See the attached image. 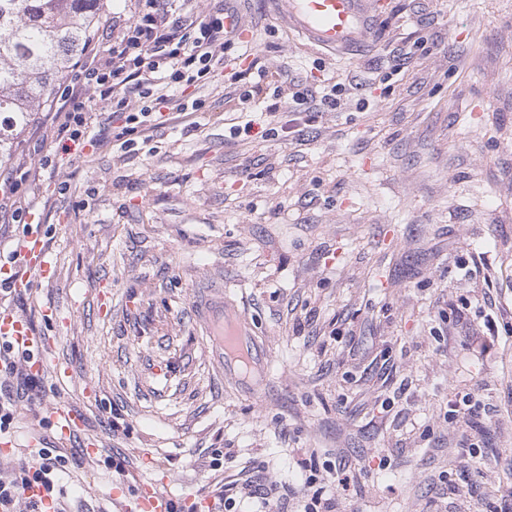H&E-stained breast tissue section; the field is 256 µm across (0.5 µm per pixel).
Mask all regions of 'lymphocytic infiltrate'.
Returning <instances> with one entry per match:
<instances>
[{"instance_id":"obj_1","label":"lymphocytic infiltrate","mask_w":512,"mask_h":512,"mask_svg":"<svg viewBox=\"0 0 512 512\" xmlns=\"http://www.w3.org/2000/svg\"><path fill=\"white\" fill-rule=\"evenodd\" d=\"M234 44L247 53L253 49L235 29L225 28L222 0L205 12L198 11L193 0H138V16L122 37L101 31L73 64L69 82L53 99L59 118L57 140L81 148L88 129L85 92L90 89L120 121L112 131L113 145L131 148L161 124L164 112L188 110V101L175 98L171 87H197L219 77L231 85L240 83L244 72L238 58L224 54L225 47ZM346 91L345 84L336 81L316 93L293 85L288 115L279 118L281 131L295 132L311 113L312 102L330 112L341 109ZM52 177L49 163L19 160L0 182V213L24 223L32 206L22 187ZM38 356L37 350L0 337V437L12 436L24 404L35 401L41 376L26 366ZM68 461L67 449L29 448L17 465L0 468V512H71L67 491L59 483Z\"/></svg>"}]
</instances>
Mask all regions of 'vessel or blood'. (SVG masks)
<instances>
[{
  "label": "vessel or blood",
  "instance_id": "vessel-or-blood-1",
  "mask_svg": "<svg viewBox=\"0 0 512 512\" xmlns=\"http://www.w3.org/2000/svg\"><path fill=\"white\" fill-rule=\"evenodd\" d=\"M274 12L289 26L306 36L312 43L333 53L353 54L370 37L373 15L371 0H269ZM30 278L15 279L14 288H30L31 278L50 280L54 277V264L39 239L29 237L19 246ZM0 335L11 337L18 345L39 350L41 356L34 363L36 371H44L49 363L42 350L40 337L34 336L27 323L11 311L0 313ZM224 374L237 378L240 364L262 367L267 363L263 348L248 331L245 319L227 326L224 336Z\"/></svg>",
  "mask_w": 512,
  "mask_h": 512
}]
</instances>
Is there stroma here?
<instances>
[{
	"instance_id": "obj_1",
	"label": "stroma",
	"mask_w": 512,
	"mask_h": 512,
	"mask_svg": "<svg viewBox=\"0 0 512 512\" xmlns=\"http://www.w3.org/2000/svg\"><path fill=\"white\" fill-rule=\"evenodd\" d=\"M373 4L365 50L335 58L263 0H228L267 73L254 111L291 81L358 82L300 136H231L219 82L187 89L202 109L165 116L130 151L95 95L80 153H61L44 112L19 130L13 159L58 168L34 189L55 276L0 308L57 365L0 466L34 433L97 440L64 477L72 512H129L147 485L195 512L220 486L252 512L249 483L277 486L294 512L306 477L327 487L342 465L357 493L337 494V512L503 508L512 336L485 337L484 315L493 303L512 323V0ZM224 299L264 341L266 377L225 378ZM466 391L494 409L475 429L446 416ZM60 401L84 418L69 437L50 416ZM473 437L480 454L460 457Z\"/></svg>"
}]
</instances>
